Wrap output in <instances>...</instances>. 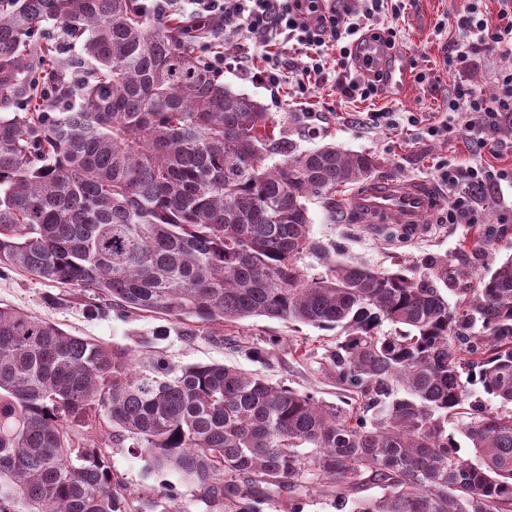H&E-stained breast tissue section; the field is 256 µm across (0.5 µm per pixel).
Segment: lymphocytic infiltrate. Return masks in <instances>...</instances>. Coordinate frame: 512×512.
I'll use <instances>...</instances> for the list:
<instances>
[{
  "mask_svg": "<svg viewBox=\"0 0 512 512\" xmlns=\"http://www.w3.org/2000/svg\"><path fill=\"white\" fill-rule=\"evenodd\" d=\"M500 2L496 18L484 14L481 0H471L466 15L456 20L457 65L467 64L472 54L481 50L512 52V0ZM192 3L194 15L215 23L223 34L243 30L251 38L267 44L284 33L298 44L308 46L312 56L295 75L298 88L306 94L313 82L324 79L322 59L326 51L334 47L341 56L351 57L348 38L362 30L364 19L382 11L385 0H356L355 5L341 7L333 0H192ZM448 109L471 113L474 138L481 145H488L489 133L503 120H512V69L501 73L499 90L493 98L460 86L449 98ZM438 174L448 185V221L452 224L476 221L470 185L492 187L504 181L512 183V168L475 165L461 169L444 165Z\"/></svg>",
  "mask_w": 512,
  "mask_h": 512,
  "instance_id": "obj_1",
  "label": "lymphocytic infiltrate"
}]
</instances>
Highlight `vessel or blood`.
<instances>
[{"mask_svg": "<svg viewBox=\"0 0 512 512\" xmlns=\"http://www.w3.org/2000/svg\"><path fill=\"white\" fill-rule=\"evenodd\" d=\"M354 52L359 70H366L370 62H383L387 84L398 92L406 88L410 81L408 66L400 58H387L380 42H360ZM441 202V196L427 182L383 177L352 193L346 208L367 224L395 223L400 236L414 239L424 233L426 217L437 211Z\"/></svg>", "mask_w": 512, "mask_h": 512, "instance_id": "vessel-or-blood-1", "label": "vessel or blood"}]
</instances>
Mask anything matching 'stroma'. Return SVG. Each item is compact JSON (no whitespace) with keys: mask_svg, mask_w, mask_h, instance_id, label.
Segmentation results:
<instances>
[{"mask_svg":"<svg viewBox=\"0 0 512 512\" xmlns=\"http://www.w3.org/2000/svg\"><path fill=\"white\" fill-rule=\"evenodd\" d=\"M468 5V0H408L401 14L386 10L372 21L374 31L394 33V51L405 57L411 73L427 75L422 83L411 80L399 94L385 89L363 102L343 94L331 79L301 95L293 77L306 58L303 51L294 49L282 52L270 65L280 79L278 87H271L252 77L268 66L265 47L244 34L226 43L229 63L223 80L258 101L277 121L299 113L305 125L296 138L300 149L333 142L349 151L366 152L379 160L381 176L423 180L444 196L448 187L436 172L437 164L512 167V136L495 132L491 147H479L468 134L469 113L448 111V97L456 87H470L481 94L497 89L501 70L512 63L505 56L481 52L467 66L456 65L458 35L451 25L466 13ZM441 22L448 23L447 31H438ZM243 55L249 58L248 66H235V58ZM382 109L394 112V126L368 121V113ZM446 119L452 121L454 134H427V126ZM307 208L314 242L337 251L341 259L382 271L401 270L417 278L425 274L427 260L437 257L447 259L449 266H465L475 275L487 276L512 256V184L506 182L491 187L487 198L480 201L477 223H449L448 211L442 208L427 217V232L412 240L372 224L332 223L314 197ZM87 304L78 289L66 290L15 270L0 272L1 306L45 319L70 334L125 345L137 358L161 356L176 367L234 365L333 405L343 400L325 360L327 350L336 343L335 331L265 317L191 329L145 313L114 310L93 317ZM110 453L114 474L141 498L167 492L185 512H205L196 490L177 473L134 455L124 442L111 446Z\"/></svg>","mask_w":512,"mask_h":512,"instance_id":"35a3bbf8","label":"stroma"}]
</instances>
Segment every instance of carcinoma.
<instances>
[{
  "instance_id": "carcinoma-1",
  "label": "carcinoma",
  "mask_w": 512,
  "mask_h": 512,
  "mask_svg": "<svg viewBox=\"0 0 512 512\" xmlns=\"http://www.w3.org/2000/svg\"><path fill=\"white\" fill-rule=\"evenodd\" d=\"M81 45L60 56L43 24ZM214 26L146 0H0V270L173 323L267 317L337 330L343 411L234 365L144 363L0 307V512H181L112 474L108 420L182 475L207 512H263L325 488L340 512H512V258L416 281L335 259L320 274L306 206L380 163L290 127L224 85ZM280 161L269 165L267 158ZM474 449L461 458L448 424ZM382 490L361 500V486Z\"/></svg>"
}]
</instances>
